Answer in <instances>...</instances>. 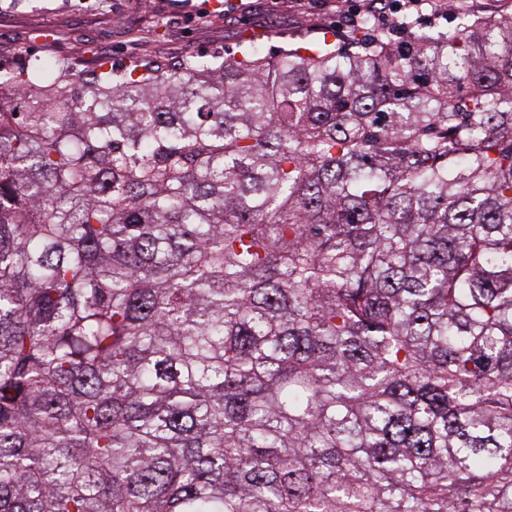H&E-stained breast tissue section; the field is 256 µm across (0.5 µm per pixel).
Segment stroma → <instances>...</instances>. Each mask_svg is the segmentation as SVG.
Segmentation results:
<instances>
[{
    "mask_svg": "<svg viewBox=\"0 0 512 512\" xmlns=\"http://www.w3.org/2000/svg\"><path fill=\"white\" fill-rule=\"evenodd\" d=\"M432 31L462 13H512V0H439ZM336 0H0V62L28 55L71 56L92 64L149 58L173 64L189 55L232 56L249 34L263 54L298 44L346 45Z\"/></svg>",
    "mask_w": 512,
    "mask_h": 512,
    "instance_id": "obj_1",
    "label": "stroma"
}]
</instances>
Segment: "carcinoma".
<instances>
[{
    "label": "carcinoma",
    "instance_id": "cac0c4a2",
    "mask_svg": "<svg viewBox=\"0 0 512 512\" xmlns=\"http://www.w3.org/2000/svg\"><path fill=\"white\" fill-rule=\"evenodd\" d=\"M0 63V512H512V14Z\"/></svg>",
    "mask_w": 512,
    "mask_h": 512
}]
</instances>
